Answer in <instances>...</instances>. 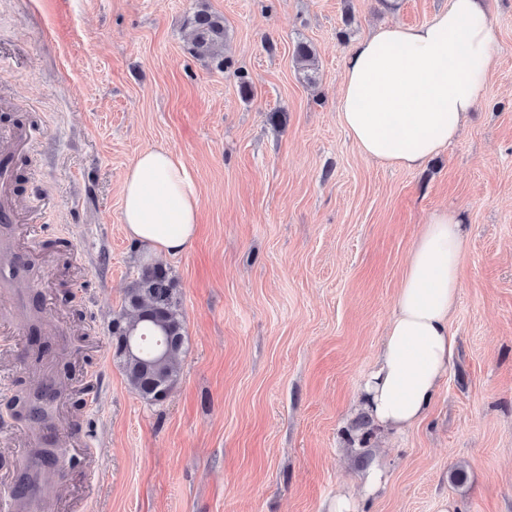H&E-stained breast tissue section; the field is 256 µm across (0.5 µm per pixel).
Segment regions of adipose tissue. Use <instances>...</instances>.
Returning a JSON list of instances; mask_svg holds the SVG:
<instances>
[{"instance_id": "adipose-tissue-1", "label": "adipose tissue", "mask_w": 512, "mask_h": 512, "mask_svg": "<svg viewBox=\"0 0 512 512\" xmlns=\"http://www.w3.org/2000/svg\"><path fill=\"white\" fill-rule=\"evenodd\" d=\"M493 33L481 0H448L416 26L373 29L344 66L339 118L365 157L422 167L457 139L484 92ZM199 191L183 161L141 152L126 173L121 219L132 239L176 255L197 228ZM464 251L453 211L433 213L410 252L396 308L366 383L365 408L403 431L429 412L452 365L449 331Z\"/></svg>"}]
</instances>
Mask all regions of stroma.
Listing matches in <instances>:
<instances>
[{
    "mask_svg": "<svg viewBox=\"0 0 512 512\" xmlns=\"http://www.w3.org/2000/svg\"><path fill=\"white\" fill-rule=\"evenodd\" d=\"M447 3L0 0V122L36 142L5 192L49 200L39 240L18 224L0 236L28 248L50 347L29 357L28 319L0 296V512L45 435L11 401L46 376L50 433L84 465L45 482L35 512H329L340 495L360 512H512V0H487L485 94L425 167L368 159L338 117L353 43ZM203 7L224 17L220 71L190 52ZM149 148L198 185V230L175 256L121 221ZM445 208L467 231L455 360L427 417L393 433L357 400L411 248ZM146 263L175 279L186 337L158 403L128 386L112 337Z\"/></svg>",
    "mask_w": 512,
    "mask_h": 512,
    "instance_id": "obj_1",
    "label": "stroma"
}]
</instances>
